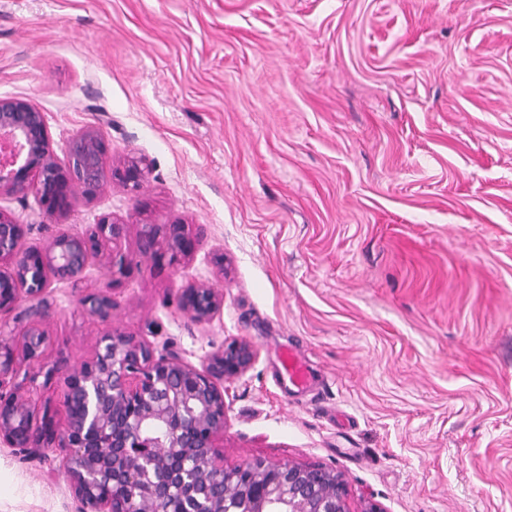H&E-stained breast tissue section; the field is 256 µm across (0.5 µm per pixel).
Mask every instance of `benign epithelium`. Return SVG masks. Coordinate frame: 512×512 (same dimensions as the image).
I'll return each instance as SVG.
<instances>
[{
	"label": "benign epithelium",
	"instance_id": "benign-epithelium-1",
	"mask_svg": "<svg viewBox=\"0 0 512 512\" xmlns=\"http://www.w3.org/2000/svg\"><path fill=\"white\" fill-rule=\"evenodd\" d=\"M20 143L0 160V197L33 195L49 214L64 213L78 194L88 199L104 187L102 134L88 128L68 145L60 163L45 113L31 100L0 97V133ZM148 161L129 156L114 179L138 192ZM127 224L108 217L83 233H62L29 246L22 225L0 208V316L15 314L20 328L0 336V444L27 451L57 448L80 512H350L344 475L321 464L255 459L224 466L219 441L227 422L226 381L245 375L259 349L231 339L199 363L179 354L155 355L144 340L114 329L104 347L67 374L48 361L45 322L54 282L82 286L93 261L128 273L121 251ZM200 233L182 223L147 224L139 254L177 262L195 255ZM80 304L102 322L112 317L111 289H94ZM179 306L206 324L224 313V293L209 277L187 282ZM62 380L65 417L38 412L31 395Z\"/></svg>",
	"mask_w": 512,
	"mask_h": 512
}]
</instances>
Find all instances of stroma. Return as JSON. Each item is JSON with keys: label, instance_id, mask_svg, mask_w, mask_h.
Listing matches in <instances>:
<instances>
[{"label": "stroma", "instance_id": "obj_1", "mask_svg": "<svg viewBox=\"0 0 512 512\" xmlns=\"http://www.w3.org/2000/svg\"><path fill=\"white\" fill-rule=\"evenodd\" d=\"M1 96L42 108L58 160L95 127L105 171L151 163L63 214L0 199L28 244L204 229L191 260L91 267L109 324L55 285L62 371L111 328L193 363L251 340L225 466L322 464L351 512H512V0H0ZM207 275L224 315L198 324L177 298ZM62 457L0 446V512H77ZM114 171L113 178L118 181L119 185L127 193L134 194L143 187L149 172V163L144 157L129 156Z\"/></svg>", "mask_w": 512, "mask_h": 512}]
</instances>
